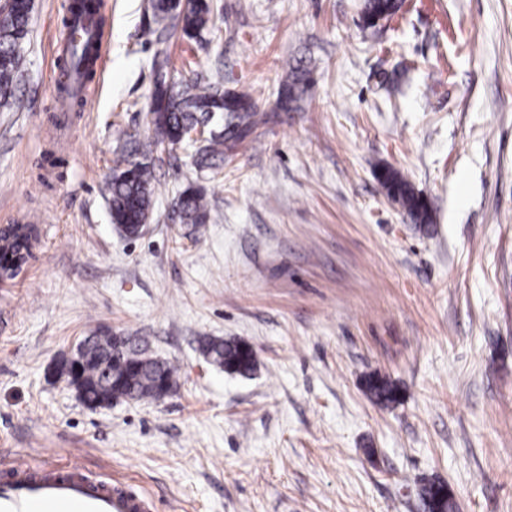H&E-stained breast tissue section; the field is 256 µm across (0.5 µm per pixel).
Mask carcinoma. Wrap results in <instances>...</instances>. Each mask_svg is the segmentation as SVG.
<instances>
[{"instance_id":"cac0c4a2","label":"carcinoma","mask_w":512,"mask_h":512,"mask_svg":"<svg viewBox=\"0 0 512 512\" xmlns=\"http://www.w3.org/2000/svg\"><path fill=\"white\" fill-rule=\"evenodd\" d=\"M399 8L398 0H365L363 22L372 27L375 19L393 15ZM150 9L157 45L150 108L152 134L143 139L131 135L119 144L120 161L128 163L129 168L112 173L107 183L112 223L129 237L139 236L140 226L151 220L158 192L154 154L159 147L182 143L189 139V132L207 128L206 144L196 150V165L201 171L210 169L215 166L214 160L224 159V140L245 139L252 132L257 115L253 98L224 88V77L219 73L211 79L199 73L188 78L175 75L167 50L171 38L177 36L202 47L220 37L210 0H150ZM31 13L30 0H20L19 6L0 20V107L7 110L17 111L22 106L15 87L27 51ZM305 82L306 72L301 67L287 71L279 92L281 111L292 110ZM378 178L389 195L400 200L412 220L419 223V229L430 233L426 202L408 182L389 168L380 170ZM174 206L182 224L197 226L209 220L208 202L192 185L178 193ZM31 239V225H9L0 234V259L30 251ZM81 344L91 353L79 382L78 398L86 405L118 398L141 400L159 389L160 383L176 382L177 368L166 360L148 356L145 344L129 345L118 363L103 337L87 336ZM198 350L212 366L229 375L247 377L256 369L255 351L242 340L204 336ZM365 389L380 405L388 407L399 402V388L378 375L366 379ZM419 496L426 512H456L455 501L440 482L422 483Z\"/></svg>"}]
</instances>
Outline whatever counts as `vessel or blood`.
<instances>
[{"label": "vessel or blood", "instance_id": "1", "mask_svg": "<svg viewBox=\"0 0 512 512\" xmlns=\"http://www.w3.org/2000/svg\"><path fill=\"white\" fill-rule=\"evenodd\" d=\"M67 31L102 45L105 32L83 12L70 14ZM145 496L88 479L79 465L60 469L19 465L0 474V512H153Z\"/></svg>", "mask_w": 512, "mask_h": 512}]
</instances>
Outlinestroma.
Here are the masks:
<instances>
[{
  "instance_id": "obj_1",
  "label": "stroma",
  "mask_w": 512,
  "mask_h": 512,
  "mask_svg": "<svg viewBox=\"0 0 512 512\" xmlns=\"http://www.w3.org/2000/svg\"><path fill=\"white\" fill-rule=\"evenodd\" d=\"M149 0H103L102 65L82 112L56 109L70 0H33L19 112H0V225L33 223L0 279V463L66 464L148 495L155 512H424L423 481L458 512H512V0H214L208 48L268 123L197 171L195 141L160 153L147 232L116 230L118 141L146 134ZM309 70L277 109L284 63ZM427 200L422 233L376 169ZM211 209L172 218L188 183ZM148 340L178 369L159 402L91 410L49 375L86 336ZM249 342L251 377L197 350ZM401 392L385 408L364 382ZM400 8L398 0H366L364 4L363 22L372 27L375 19L385 15H393Z\"/></svg>"
}]
</instances>
